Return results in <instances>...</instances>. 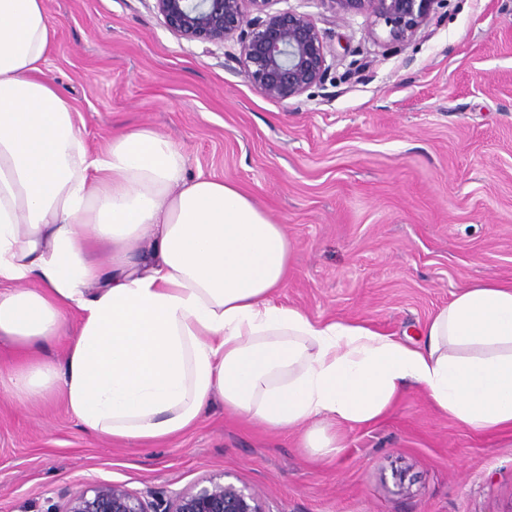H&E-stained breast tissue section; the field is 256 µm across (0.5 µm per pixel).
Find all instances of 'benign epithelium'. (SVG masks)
Returning <instances> with one entry per match:
<instances>
[{
    "instance_id": "1",
    "label": "benign epithelium",
    "mask_w": 512,
    "mask_h": 512,
    "mask_svg": "<svg viewBox=\"0 0 512 512\" xmlns=\"http://www.w3.org/2000/svg\"><path fill=\"white\" fill-rule=\"evenodd\" d=\"M173 35L221 47L240 45L247 81L274 100L298 97L324 84L332 64L315 17L294 7L271 10L275 0H154ZM333 11L365 14L388 28V41L404 43L427 27L439 0H326ZM56 512H272L257 489L216 472L189 488L152 500L120 483L87 482L68 493Z\"/></svg>"
}]
</instances>
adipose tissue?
Here are the masks:
<instances>
[{"instance_id":"1","label":"adipose tissue","mask_w":512,"mask_h":512,"mask_svg":"<svg viewBox=\"0 0 512 512\" xmlns=\"http://www.w3.org/2000/svg\"><path fill=\"white\" fill-rule=\"evenodd\" d=\"M52 37L45 0H0V341L29 353L0 366L14 400L62 396L90 435L140 445L219 401L331 455L414 384L468 428H512V285L461 286L418 348L278 303L283 226L151 128L89 154L42 70ZM63 335V364L39 357Z\"/></svg>"}]
</instances>
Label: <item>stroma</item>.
<instances>
[{"mask_svg":"<svg viewBox=\"0 0 512 512\" xmlns=\"http://www.w3.org/2000/svg\"><path fill=\"white\" fill-rule=\"evenodd\" d=\"M288 3L336 55L325 86L288 100L251 86L236 42L207 53L174 36L154 0H46L44 70L90 152L153 127L189 174L238 185L283 225L280 304L418 342L460 286L512 284V0H446L400 44L328 0ZM342 435L321 457L217 404L170 441L116 444L62 399L0 390V512H48L87 481L149 498L218 471L273 512H512V430L468 429L418 386Z\"/></svg>","mask_w":512,"mask_h":512,"instance_id":"1","label":"stroma"}]
</instances>
